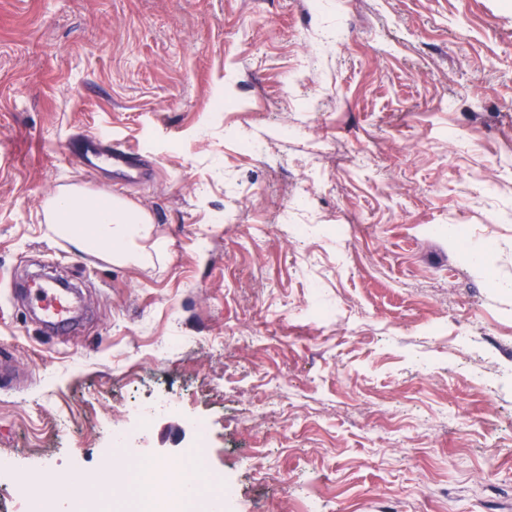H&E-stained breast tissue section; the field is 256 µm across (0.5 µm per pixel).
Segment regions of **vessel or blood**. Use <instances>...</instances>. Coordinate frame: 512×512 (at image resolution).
<instances>
[{"label": "vessel or blood", "instance_id": "1", "mask_svg": "<svg viewBox=\"0 0 512 512\" xmlns=\"http://www.w3.org/2000/svg\"><path fill=\"white\" fill-rule=\"evenodd\" d=\"M68 151L74 162L94 171L111 167L113 173L125 180L145 175L146 168L135 148L112 141L107 135L90 137L74 135L68 143ZM30 296L44 322L64 325L71 322L77 311V301L68 290L51 284L31 288Z\"/></svg>", "mask_w": 512, "mask_h": 512}]
</instances>
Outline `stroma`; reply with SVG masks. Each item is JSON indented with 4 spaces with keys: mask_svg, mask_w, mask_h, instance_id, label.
I'll list each match as a JSON object with an SVG mask.
<instances>
[{
    "mask_svg": "<svg viewBox=\"0 0 512 512\" xmlns=\"http://www.w3.org/2000/svg\"><path fill=\"white\" fill-rule=\"evenodd\" d=\"M96 131L151 177L72 162ZM71 187L146 209L164 251L117 265L55 234L44 202ZM45 269L78 288L76 328L31 318L19 286ZM510 282L512 0H0L21 475L119 465L96 505L133 512L138 466L179 464L194 417L222 512H512ZM167 396L105 448L127 402Z\"/></svg>",
    "mask_w": 512,
    "mask_h": 512,
    "instance_id": "obj_1",
    "label": "stroma"
}]
</instances>
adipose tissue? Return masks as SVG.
I'll use <instances>...</instances> for the list:
<instances>
[{
    "label": "adipose tissue",
    "mask_w": 512,
    "mask_h": 512,
    "mask_svg": "<svg viewBox=\"0 0 512 512\" xmlns=\"http://www.w3.org/2000/svg\"><path fill=\"white\" fill-rule=\"evenodd\" d=\"M47 221L55 232L87 248L103 247L116 264L144 260L140 241L149 239L151 218L142 208L109 194L65 190L52 197Z\"/></svg>",
    "instance_id": "1"
}]
</instances>
